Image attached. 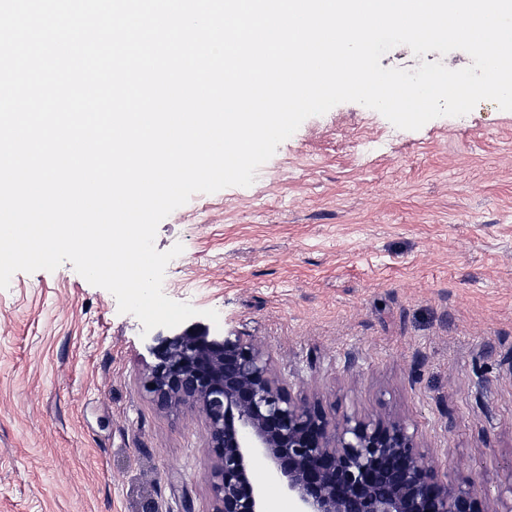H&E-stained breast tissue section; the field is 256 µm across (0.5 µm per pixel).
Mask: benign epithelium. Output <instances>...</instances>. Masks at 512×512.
<instances>
[{
  "mask_svg": "<svg viewBox=\"0 0 512 512\" xmlns=\"http://www.w3.org/2000/svg\"><path fill=\"white\" fill-rule=\"evenodd\" d=\"M145 390L162 407L190 404L205 417L213 512H267L250 471L261 454L295 512H488L471 483L429 466L401 421L300 405L265 349L192 325L158 335Z\"/></svg>",
  "mask_w": 512,
  "mask_h": 512,
  "instance_id": "obj_1",
  "label": "benign epithelium"
}]
</instances>
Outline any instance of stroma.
Segmentation results:
<instances>
[{
	"label": "stroma",
	"instance_id": "obj_1",
	"mask_svg": "<svg viewBox=\"0 0 512 512\" xmlns=\"http://www.w3.org/2000/svg\"><path fill=\"white\" fill-rule=\"evenodd\" d=\"M470 65L463 51L384 68ZM163 292L264 346L301 403L406 423L427 463L512 498V111L416 131L307 118L248 187L158 226ZM154 334L64 262L0 290V512H212L204 417L144 391Z\"/></svg>",
	"mask_w": 512,
	"mask_h": 512
}]
</instances>
